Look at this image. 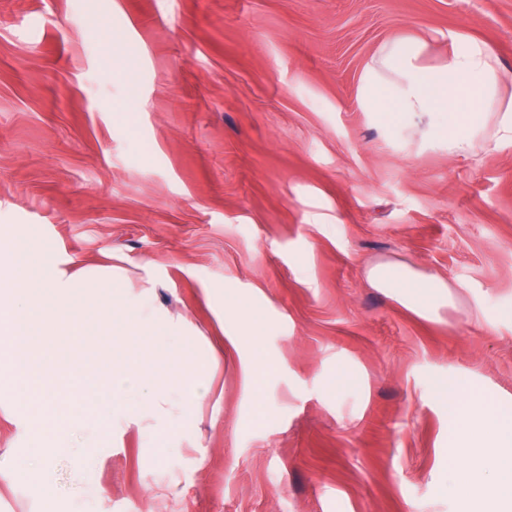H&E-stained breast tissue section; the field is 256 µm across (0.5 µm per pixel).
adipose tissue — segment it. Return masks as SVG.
I'll use <instances>...</instances> for the list:
<instances>
[{
    "label": "adipose tissue",
    "mask_w": 512,
    "mask_h": 512,
    "mask_svg": "<svg viewBox=\"0 0 512 512\" xmlns=\"http://www.w3.org/2000/svg\"><path fill=\"white\" fill-rule=\"evenodd\" d=\"M426 52L421 39L394 38L365 67L358 102L382 135L452 157L512 144V95L490 49L452 31L446 58L430 63ZM368 278L423 317L454 302L445 280L405 264H378ZM443 393L453 451L464 460L449 484L457 512H512V404L490 405L455 381Z\"/></svg>",
    "instance_id": "obj_1"
}]
</instances>
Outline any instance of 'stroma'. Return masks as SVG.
<instances>
[{
	"instance_id": "35a3bbf8",
	"label": "stroma",
	"mask_w": 512,
	"mask_h": 512,
	"mask_svg": "<svg viewBox=\"0 0 512 512\" xmlns=\"http://www.w3.org/2000/svg\"><path fill=\"white\" fill-rule=\"evenodd\" d=\"M452 31L512 92V0H0V264L111 266L160 325L108 345L183 353L210 389L166 447L117 413L32 483L0 384V512H456L438 384L512 401V145L401 147L357 101L384 42L439 60ZM383 262L455 306L418 316L371 285ZM268 372V366L259 357L253 359L244 367V374L251 394L255 400H261L263 379Z\"/></svg>"
}]
</instances>
